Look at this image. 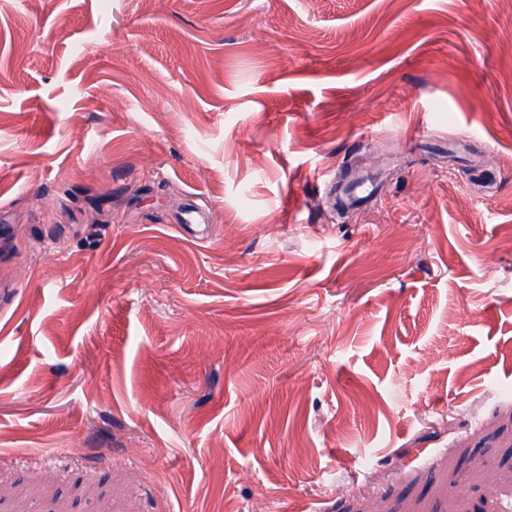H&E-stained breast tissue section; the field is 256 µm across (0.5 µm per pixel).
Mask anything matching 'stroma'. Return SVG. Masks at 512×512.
<instances>
[{
    "instance_id": "stroma-1",
    "label": "stroma",
    "mask_w": 512,
    "mask_h": 512,
    "mask_svg": "<svg viewBox=\"0 0 512 512\" xmlns=\"http://www.w3.org/2000/svg\"><path fill=\"white\" fill-rule=\"evenodd\" d=\"M0 512H512V0H0Z\"/></svg>"
}]
</instances>
